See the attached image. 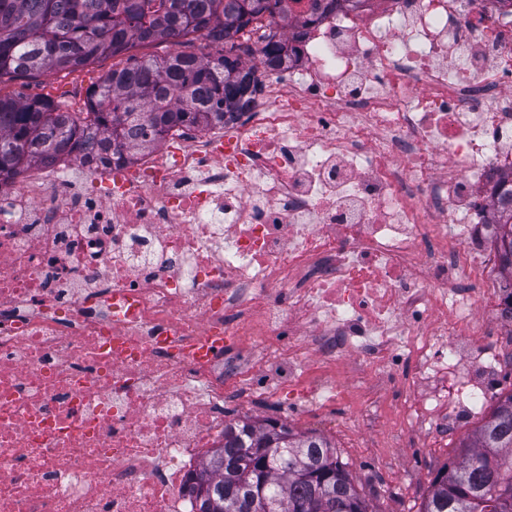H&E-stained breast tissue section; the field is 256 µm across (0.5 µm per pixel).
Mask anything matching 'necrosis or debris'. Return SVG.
I'll list each match as a JSON object with an SVG mask.
<instances>
[{
	"label": "necrosis or debris",
	"instance_id": "1",
	"mask_svg": "<svg viewBox=\"0 0 512 512\" xmlns=\"http://www.w3.org/2000/svg\"><path fill=\"white\" fill-rule=\"evenodd\" d=\"M288 62L223 128L0 181V512H196L233 405L412 365L452 432L512 318L491 204L512 175V0H290ZM254 331L259 358L224 337ZM281 385V386H282Z\"/></svg>",
	"mask_w": 512,
	"mask_h": 512
}]
</instances>
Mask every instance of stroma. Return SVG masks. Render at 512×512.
I'll return each instance as SVG.
<instances>
[{"label":"stroma","instance_id":"stroma-1","mask_svg":"<svg viewBox=\"0 0 512 512\" xmlns=\"http://www.w3.org/2000/svg\"><path fill=\"white\" fill-rule=\"evenodd\" d=\"M115 63V58L104 56L74 73H46L30 83L6 81L0 83V93L16 98L49 95L78 112L85 107L88 90ZM405 397L400 381L388 385L374 402L347 386L337 402L305 410L298 390L285 389L271 404L249 412L235 408L230 416L254 422L274 417L296 431L328 438L340 461L348 463L358 490L374 512H419L437 471L459 459V439L474 432L479 422L462 421L450 435L437 432L436 447H427L425 437L411 430L404 419Z\"/></svg>","mask_w":512,"mask_h":512}]
</instances>
